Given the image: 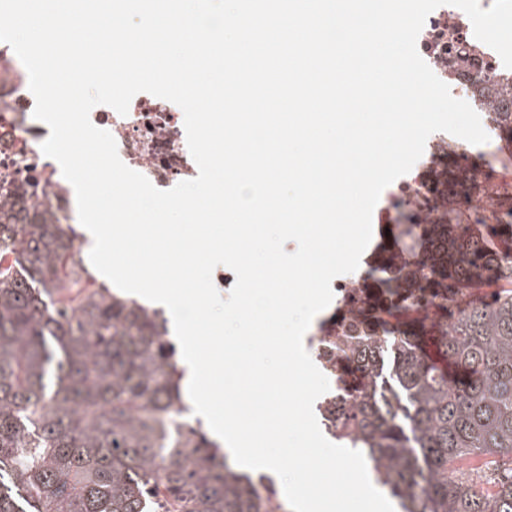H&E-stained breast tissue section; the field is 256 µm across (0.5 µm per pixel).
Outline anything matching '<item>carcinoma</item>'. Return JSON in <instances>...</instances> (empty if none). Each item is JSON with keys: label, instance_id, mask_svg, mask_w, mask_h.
Returning <instances> with one entry per match:
<instances>
[{"label": "carcinoma", "instance_id": "obj_1", "mask_svg": "<svg viewBox=\"0 0 512 512\" xmlns=\"http://www.w3.org/2000/svg\"><path fill=\"white\" fill-rule=\"evenodd\" d=\"M459 171L440 173V206ZM403 283L438 295L512 282V260L448 224ZM70 224L20 200L0 210V512H268L191 422L163 312L83 281ZM395 335L363 336L359 402L338 440L402 512H512V468L484 488L458 467L512 455V288L444 321L403 304Z\"/></svg>", "mask_w": 512, "mask_h": 512}]
</instances>
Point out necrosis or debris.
Here are the masks:
<instances>
[{"label": "necrosis or debris", "instance_id": "1", "mask_svg": "<svg viewBox=\"0 0 512 512\" xmlns=\"http://www.w3.org/2000/svg\"><path fill=\"white\" fill-rule=\"evenodd\" d=\"M417 49L452 95L471 105L484 129L495 128V113L512 112V69L504 67L493 48L475 38L472 23L460 8H436L418 36ZM34 108L24 65L9 44L0 42V203L20 195L59 218L71 210L73 188L60 165L49 162L41 150L50 129L34 118ZM90 119L113 135L121 160L156 188L168 190L197 177L184 114L176 104L142 92L131 100L127 115L99 105ZM450 142L449 133L431 134L425 163L414 166L386 191L378 217L389 220L390 231L424 222L433 210L437 179L431 163ZM456 157L460 174L448 194L449 209L464 224L511 223L512 207L504 200L512 195V156L490 155L482 144L462 148ZM331 288L333 299L312 321L304 346L330 383L329 391L316 400L314 412L322 433L332 441L346 394L364 382L363 372L347 357L340 338L359 337L376 328L382 292L366 269L334 278Z\"/></svg>", "mask_w": 512, "mask_h": 512}]
</instances>
